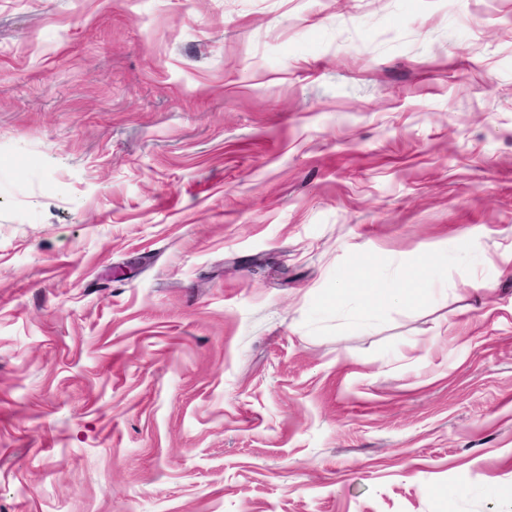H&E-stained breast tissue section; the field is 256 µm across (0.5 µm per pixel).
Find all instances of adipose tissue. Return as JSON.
I'll return each instance as SVG.
<instances>
[{"instance_id":"obj_1","label":"adipose tissue","mask_w":512,"mask_h":512,"mask_svg":"<svg viewBox=\"0 0 512 512\" xmlns=\"http://www.w3.org/2000/svg\"><path fill=\"white\" fill-rule=\"evenodd\" d=\"M449 252L441 248L429 251L428 263L424 266L405 267L399 273V285L395 288L383 289L376 287L377 268L370 260H363L350 277L347 278L342 289L336 293L337 302H344L354 296L357 283H369L371 289L366 299V307L358 313L361 323H368L372 315L383 305L396 300L408 303H421L431 296L426 284L431 280V273L448 261Z\"/></svg>"}]
</instances>
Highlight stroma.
<instances>
[{"label":"stroma","instance_id":"35a3bbf8","mask_svg":"<svg viewBox=\"0 0 512 512\" xmlns=\"http://www.w3.org/2000/svg\"><path fill=\"white\" fill-rule=\"evenodd\" d=\"M0 512H512V0H0ZM448 248L444 246L428 252V265L404 267L399 273L401 288H371L366 298V308L358 312V320L366 325L372 315L383 305L396 300L408 303H422L431 296V290L420 288L429 283L431 273L448 262ZM377 280V267L369 259L363 260L350 277L346 278L345 285L336 292V302L341 303L349 297L359 296L355 291H363L353 288L357 283L366 282L373 284Z\"/></svg>","mask_w":512,"mask_h":512}]
</instances>
